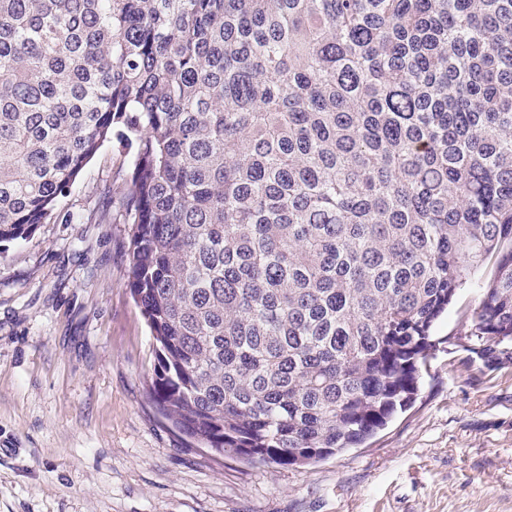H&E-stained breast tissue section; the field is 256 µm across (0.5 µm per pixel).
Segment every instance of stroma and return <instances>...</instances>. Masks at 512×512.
<instances>
[{
    "label": "stroma",
    "mask_w": 512,
    "mask_h": 512,
    "mask_svg": "<svg viewBox=\"0 0 512 512\" xmlns=\"http://www.w3.org/2000/svg\"><path fill=\"white\" fill-rule=\"evenodd\" d=\"M112 140L50 223L0 254V512H512V364L470 376L457 307L415 403L365 444L300 467L186 447L148 398L153 338L128 288Z\"/></svg>",
    "instance_id": "35a3bbf8"
}]
</instances>
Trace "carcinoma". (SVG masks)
<instances>
[{
	"mask_svg": "<svg viewBox=\"0 0 512 512\" xmlns=\"http://www.w3.org/2000/svg\"><path fill=\"white\" fill-rule=\"evenodd\" d=\"M114 134L149 396L188 443L362 444L482 270L470 367L512 359V0H0V253Z\"/></svg>",
	"mask_w": 512,
	"mask_h": 512,
	"instance_id": "cac0c4a2",
	"label": "carcinoma"
}]
</instances>
